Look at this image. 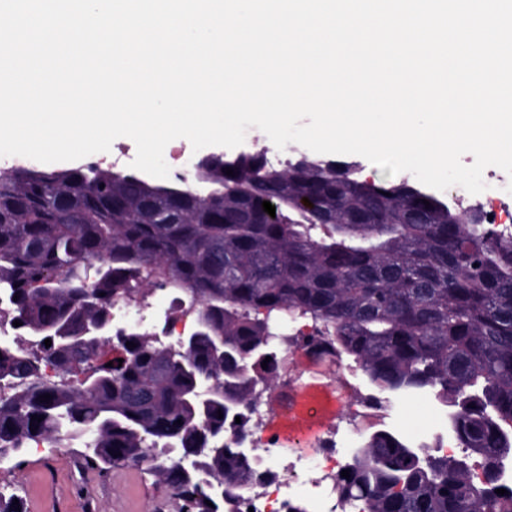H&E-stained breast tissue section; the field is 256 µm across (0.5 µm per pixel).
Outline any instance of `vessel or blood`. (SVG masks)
Wrapping results in <instances>:
<instances>
[{"instance_id":"b4317fda","label":"vessel or blood","mask_w":512,"mask_h":512,"mask_svg":"<svg viewBox=\"0 0 512 512\" xmlns=\"http://www.w3.org/2000/svg\"><path fill=\"white\" fill-rule=\"evenodd\" d=\"M339 413L335 387L315 378L281 390L267 432L277 446L304 448L332 427Z\"/></svg>"}]
</instances>
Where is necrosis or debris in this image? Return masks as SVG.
<instances>
[{
    "label": "necrosis or debris",
    "mask_w": 512,
    "mask_h": 512,
    "mask_svg": "<svg viewBox=\"0 0 512 512\" xmlns=\"http://www.w3.org/2000/svg\"><path fill=\"white\" fill-rule=\"evenodd\" d=\"M486 189L473 195L457 189V198L470 202L472 208L491 217L493 224L512 222L506 212L512 203V193L507 192L508 176L492 171L484 172ZM193 316L190 305L174 308L165 296L153 294L139 302L118 301L112 305V325L116 328L143 329L154 322H162L166 343H176ZM355 369L347 364H337L331 379L344 391V421L353 427L377 424L379 416L374 402L351 394ZM353 441L337 439L335 432H328L318 448L295 452L285 464L268 462L261 467V476L251 485L239 490L243 508L247 512H288L289 506L306 501L307 512H340L336 498V473L349 456Z\"/></svg>",
    "instance_id": "1"
}]
</instances>
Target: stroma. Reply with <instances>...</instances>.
<instances>
[{
	"instance_id": "stroma-1",
	"label": "stroma",
	"mask_w": 512,
	"mask_h": 512,
	"mask_svg": "<svg viewBox=\"0 0 512 512\" xmlns=\"http://www.w3.org/2000/svg\"><path fill=\"white\" fill-rule=\"evenodd\" d=\"M385 426L438 434L442 412L429 399L393 406ZM0 487L23 497L27 512H177L170 491L149 469H107L85 461L81 446H31L22 463L0 461Z\"/></svg>"
}]
</instances>
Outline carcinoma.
I'll list each match as a JSON object with an SVG mask.
<instances>
[{
    "label": "carcinoma",
    "mask_w": 512,
    "mask_h": 512,
    "mask_svg": "<svg viewBox=\"0 0 512 512\" xmlns=\"http://www.w3.org/2000/svg\"><path fill=\"white\" fill-rule=\"evenodd\" d=\"M156 289L195 306L177 344L154 329L109 332L75 363L58 332L78 339L112 300ZM0 305L20 321L0 342V377L15 381L0 395V459L78 442L107 469L157 448L150 470L178 512H238L256 460L224 431H240L278 380L280 322L309 318L324 328L303 341L312 354L354 364L373 400H434L463 449L361 434L350 477L336 475L342 512L357 501L512 512L498 479L512 457V232L417 183L305 153L278 167L264 150L215 156L169 184L95 163L19 168L0 175ZM0 512L25 503L0 491Z\"/></svg>",
    "instance_id": "carcinoma-1"
}]
</instances>
